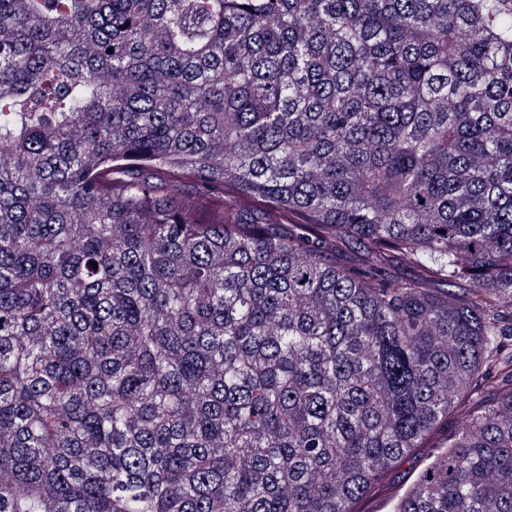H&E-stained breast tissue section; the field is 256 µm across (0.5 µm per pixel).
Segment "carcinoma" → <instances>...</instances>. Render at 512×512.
Wrapping results in <instances>:
<instances>
[{"instance_id":"1","label":"carcinoma","mask_w":512,"mask_h":512,"mask_svg":"<svg viewBox=\"0 0 512 512\" xmlns=\"http://www.w3.org/2000/svg\"><path fill=\"white\" fill-rule=\"evenodd\" d=\"M450 413L394 512H512V0H0V512H359Z\"/></svg>"}]
</instances>
